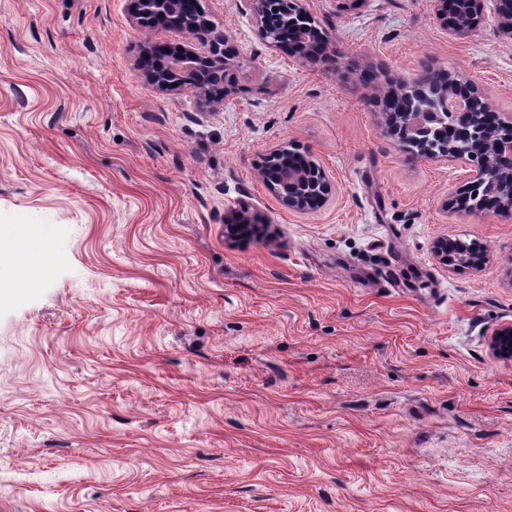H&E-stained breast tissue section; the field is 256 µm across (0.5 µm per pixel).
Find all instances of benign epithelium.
Instances as JSON below:
<instances>
[{
  "mask_svg": "<svg viewBox=\"0 0 512 512\" xmlns=\"http://www.w3.org/2000/svg\"><path fill=\"white\" fill-rule=\"evenodd\" d=\"M304 0H288L285 16L274 22L266 13V0H255L258 35L297 59L316 57V48L327 47L325 33L312 22ZM438 2L437 14L448 30L461 37L469 33L483 14L486 0H457L455 10L448 11V0ZM188 0H131L132 16L140 24L169 29L188 37L175 45L163 42L143 47L138 60L140 74L161 92H177L191 85L198 89L224 85V36L213 35V24L202 11L187 7ZM475 95L447 89L433 96L411 95L403 121H394L388 134L397 137L404 128L412 137L430 129V118L446 117L469 126V146L459 149L458 159L472 166L470 185L494 202L493 210L512 211V116L497 115L489 125L483 113L474 106ZM266 187L283 206L293 211H306L309 204L324 206L331 185L325 174L315 180L309 169L298 163L282 166L262 177ZM256 224H227L226 236L239 241L257 232ZM440 260L450 266L469 267L482 264L483 249L477 245L442 238L435 245ZM490 349L497 357L512 358V325L494 331Z\"/></svg>",
  "mask_w": 512,
  "mask_h": 512,
  "instance_id": "7a95c632",
  "label": "benign epithelium"
}]
</instances>
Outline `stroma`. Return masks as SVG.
Returning <instances> with one entry per match:
<instances>
[{
	"label": "stroma",
	"instance_id": "35a3bbf8",
	"mask_svg": "<svg viewBox=\"0 0 512 512\" xmlns=\"http://www.w3.org/2000/svg\"><path fill=\"white\" fill-rule=\"evenodd\" d=\"M200 3L231 51L210 103L142 78L180 36L130 0H0V512H512V214L447 208L469 165L377 105L431 68L512 114V30L491 2L455 37L435 0H305L336 49L305 62L251 0ZM283 144L321 208L263 183ZM241 217L264 231L237 245ZM435 253L445 265L458 267L479 266L485 259L480 246L448 238L437 241Z\"/></svg>",
	"mask_w": 512,
	"mask_h": 512
}]
</instances>
